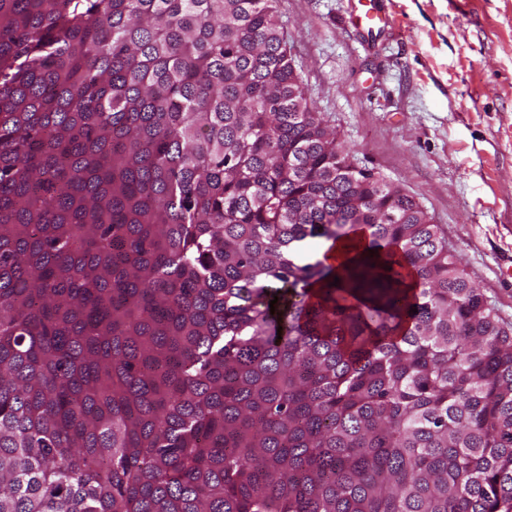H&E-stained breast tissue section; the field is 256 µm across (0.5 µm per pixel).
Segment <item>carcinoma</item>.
I'll return each mask as SVG.
<instances>
[{"instance_id":"carcinoma-1","label":"carcinoma","mask_w":512,"mask_h":512,"mask_svg":"<svg viewBox=\"0 0 512 512\" xmlns=\"http://www.w3.org/2000/svg\"><path fill=\"white\" fill-rule=\"evenodd\" d=\"M300 82L276 0H0V512H512V324ZM312 241L316 243L311 247H315L322 241L316 249V260L323 262L325 265L337 266L348 255V246L342 241H336L335 243L332 240L324 239Z\"/></svg>"}]
</instances>
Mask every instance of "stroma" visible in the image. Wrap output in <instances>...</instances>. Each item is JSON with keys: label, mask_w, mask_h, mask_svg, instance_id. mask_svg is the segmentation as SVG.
<instances>
[{"label": "stroma", "mask_w": 512, "mask_h": 512, "mask_svg": "<svg viewBox=\"0 0 512 512\" xmlns=\"http://www.w3.org/2000/svg\"><path fill=\"white\" fill-rule=\"evenodd\" d=\"M277 0L307 97L365 172L419 202L512 323V0ZM375 0H357L358 4L365 7L353 17L354 25L367 34L379 33L386 25V18L379 15V11L373 4ZM370 6V7H368Z\"/></svg>", "instance_id": "obj_1"}]
</instances>
